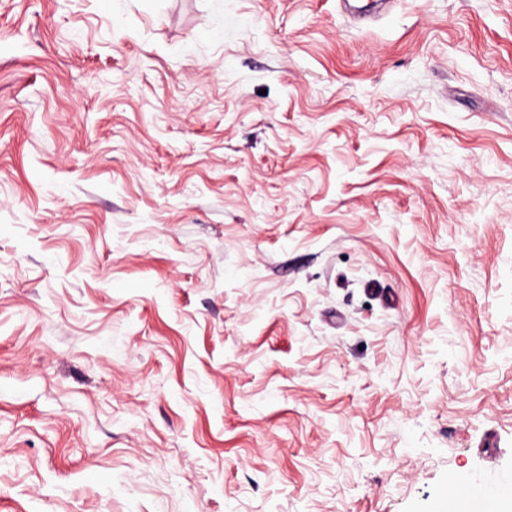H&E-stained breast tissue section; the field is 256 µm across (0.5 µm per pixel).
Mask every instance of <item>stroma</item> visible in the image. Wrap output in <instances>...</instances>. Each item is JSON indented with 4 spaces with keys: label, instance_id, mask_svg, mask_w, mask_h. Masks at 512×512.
<instances>
[{
    "label": "stroma",
    "instance_id": "1",
    "mask_svg": "<svg viewBox=\"0 0 512 512\" xmlns=\"http://www.w3.org/2000/svg\"><path fill=\"white\" fill-rule=\"evenodd\" d=\"M505 480L512 0H0V512Z\"/></svg>",
    "mask_w": 512,
    "mask_h": 512
}]
</instances>
